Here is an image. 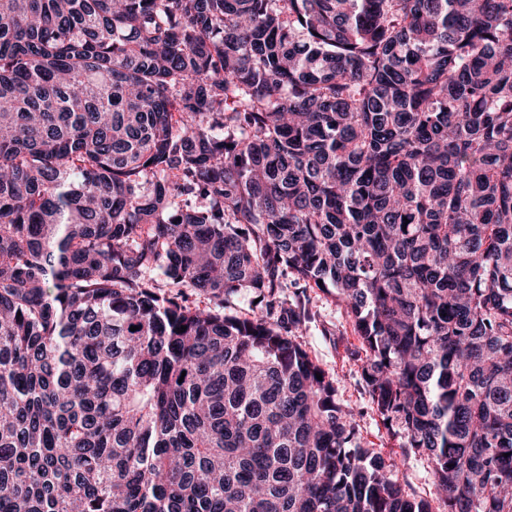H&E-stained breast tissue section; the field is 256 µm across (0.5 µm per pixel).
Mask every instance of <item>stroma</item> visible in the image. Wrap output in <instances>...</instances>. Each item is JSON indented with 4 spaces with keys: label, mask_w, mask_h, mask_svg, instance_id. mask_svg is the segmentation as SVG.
I'll list each match as a JSON object with an SVG mask.
<instances>
[{
    "label": "stroma",
    "mask_w": 512,
    "mask_h": 512,
    "mask_svg": "<svg viewBox=\"0 0 512 512\" xmlns=\"http://www.w3.org/2000/svg\"><path fill=\"white\" fill-rule=\"evenodd\" d=\"M283 293L289 299L303 296L311 318L303 326L299 340L335 381L338 402L353 411L362 447L385 462L394 463L393 476L406 494L427 500L432 512H446L430 461L406 447L404 438L389 431L372 405L362 378L366 355L345 304L328 291L318 288L302 291L291 282Z\"/></svg>",
    "instance_id": "stroma-1"
}]
</instances>
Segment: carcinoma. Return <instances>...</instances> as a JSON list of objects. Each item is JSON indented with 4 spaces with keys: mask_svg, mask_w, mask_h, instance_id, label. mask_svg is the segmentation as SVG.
<instances>
[{
    "mask_svg": "<svg viewBox=\"0 0 512 512\" xmlns=\"http://www.w3.org/2000/svg\"><path fill=\"white\" fill-rule=\"evenodd\" d=\"M290 275L448 512H512V0H0V512H431ZM301 290L289 277L283 293L290 301ZM303 295L300 294L311 312V319L303 326L298 340L336 382L337 401L351 409L358 421L361 446L383 458L386 464L397 463L392 474L406 494L427 500L432 512H446L430 461L414 449L405 448V439L389 431L373 408L362 378L366 355L345 304L334 294L319 288H306Z\"/></svg>",
    "mask_w": 512,
    "mask_h": 512,
    "instance_id": "obj_1",
    "label": "carcinoma"
}]
</instances>
